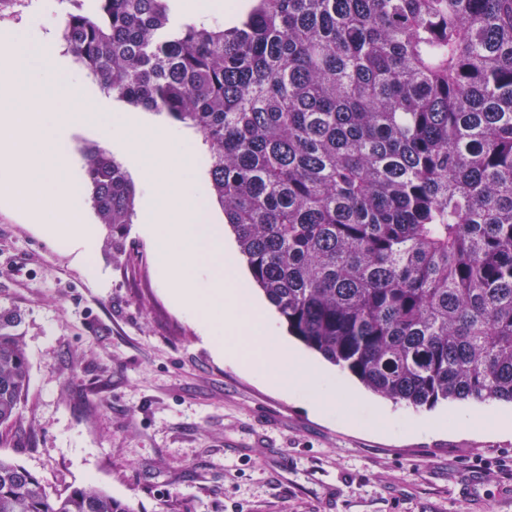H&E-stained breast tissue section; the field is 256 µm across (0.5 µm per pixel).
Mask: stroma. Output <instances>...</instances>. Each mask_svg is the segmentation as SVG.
I'll use <instances>...</instances> for the list:
<instances>
[{
	"mask_svg": "<svg viewBox=\"0 0 512 512\" xmlns=\"http://www.w3.org/2000/svg\"><path fill=\"white\" fill-rule=\"evenodd\" d=\"M64 0H26L0 30L57 33ZM122 255L44 233L0 202V306L24 317L30 381L0 454L50 493L93 484L137 512H512V435L381 431L380 411L428 419L505 409H431L362 390L313 416L214 356L171 300L144 233L147 192ZM505 469H498V461Z\"/></svg>",
	"mask_w": 512,
	"mask_h": 512,
	"instance_id": "stroma-1",
	"label": "stroma"
}]
</instances>
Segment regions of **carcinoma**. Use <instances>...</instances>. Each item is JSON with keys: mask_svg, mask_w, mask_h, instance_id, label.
Masks as SVG:
<instances>
[{"mask_svg": "<svg viewBox=\"0 0 512 512\" xmlns=\"http://www.w3.org/2000/svg\"><path fill=\"white\" fill-rule=\"evenodd\" d=\"M59 39L100 89L194 130L208 199L288 333L374 394L512 403V0H67ZM123 245L135 189L84 149ZM23 315L0 307V445L20 421ZM0 512H134L50 494L0 455ZM219 1V4H221L220 8L215 10L214 11V7L217 3L216 0H194V3H193V12L195 13V15L198 17V18H205V17H209L210 18H219V19H223L224 23L225 24H229L227 22H229L231 19H228L227 17H225L226 15H229L231 13L230 9L227 8L226 9V14L224 16V2L225 1H230L232 3H235L237 4V9L238 12H240L243 8H245L247 6V0H218ZM214 11V12H213ZM213 12V13H212ZM237 12V13H238Z\"/></svg>", "mask_w": 512, "mask_h": 512, "instance_id": "1", "label": "carcinoma"}]
</instances>
